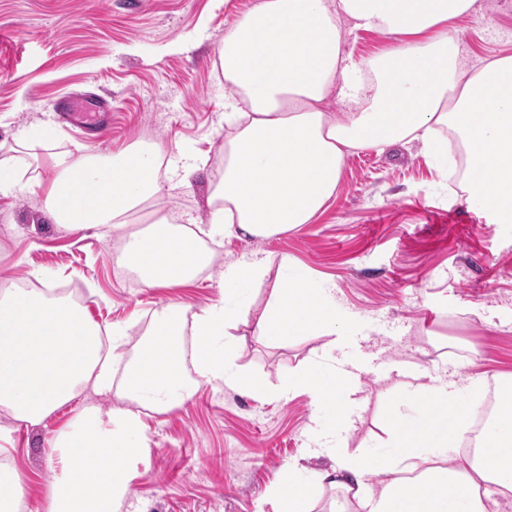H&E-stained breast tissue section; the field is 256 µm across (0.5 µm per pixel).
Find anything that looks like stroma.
I'll use <instances>...</instances> for the list:
<instances>
[{"instance_id":"35a3bbf8","label":"stroma","mask_w":512,"mask_h":512,"mask_svg":"<svg viewBox=\"0 0 512 512\" xmlns=\"http://www.w3.org/2000/svg\"><path fill=\"white\" fill-rule=\"evenodd\" d=\"M257 0H0V157L15 139L53 127L58 153L110 155L139 141L160 146L163 192L151 209L131 216L142 230L153 213L177 223H208L209 185L224 151L227 94L218 50ZM455 28L462 57L477 66L512 54V5L479 0ZM63 100L98 111L112 107L102 137L56 120ZM192 152L209 162L191 186L173 170ZM120 231L72 232L49 222L41 193L0 195V282H30L55 273V292L71 294L99 325L125 326L134 353L155 311L197 308L220 300L224 266L255 254L268 258L262 281L240 292L248 308L231 332L234 367L265 395L232 382L201 387L181 409L146 413L150 456L134 475L133 512H269L271 491L289 464L299 478L332 470L318 439L332 426L309 394L276 396L289 377L311 369L330 377L338 361L359 376L360 402L346 451L365 459L389 453L384 411L402 389L442 377L466 380L483 399L488 384L512 374V224L495 223L469 200L456 162L441 166L415 141L363 150L345 164L335 196L310 224L267 239L198 240L212 256L180 287L133 284L114 262ZM333 287L340 349L311 332L268 343L253 327L272 289L285 286L282 261ZM112 395L81 391L41 424L9 430L0 462L22 479L29 512H46L60 473L53 443L87 403L109 409Z\"/></svg>"}]
</instances>
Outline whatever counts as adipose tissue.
Returning a JSON list of instances; mask_svg holds the SVG:
<instances>
[{
    "mask_svg": "<svg viewBox=\"0 0 512 512\" xmlns=\"http://www.w3.org/2000/svg\"><path fill=\"white\" fill-rule=\"evenodd\" d=\"M476 3L258 0L220 50L230 106L224 122L234 134L212 181L210 221L193 232L164 217L147 231H127L131 214L161 191L154 176L159 151L140 143L103 163L51 154L58 173L43 187L29 174V137L20 135L15 155L0 160V193L40 187L53 223L73 231L126 229L119 263L147 287H177L211 261L196 239L264 240L311 223L335 195L346 159L359 150L416 140L447 164L453 146L437 131L449 127L467 151L470 199L496 223L512 224V55L470 72L456 64L451 23ZM345 22L399 43L378 61L355 58L344 49ZM331 96L340 112L325 109ZM32 276L34 288L0 282V410L16 423L37 425L80 391L108 393L120 381L116 404L106 411L85 405L58 437L61 474L48 512H121L131 479L149 459L142 410L174 411L201 386L222 383L236 358L227 330L245 311L224 301L193 312L166 307L128 359L121 351L124 327L90 325L79 304L47 289L51 271ZM288 279L257 320V335L274 342L312 331L335 335L331 289L294 266ZM286 390L311 392L333 411L337 437L349 435L348 404L359 392L352 371L326 380L304 371ZM466 391L460 381L442 380L399 394L385 416L393 455L344 457L311 480L288 471L270 496L272 512H301L323 483L354 493L364 512H489L482 484L512 494V377L496 389L489 428L462 454L458 446L480 408ZM369 472L385 477L378 492L365 489Z\"/></svg>",
    "mask_w": 512,
    "mask_h": 512,
    "instance_id": "1",
    "label": "adipose tissue"
}]
</instances>
